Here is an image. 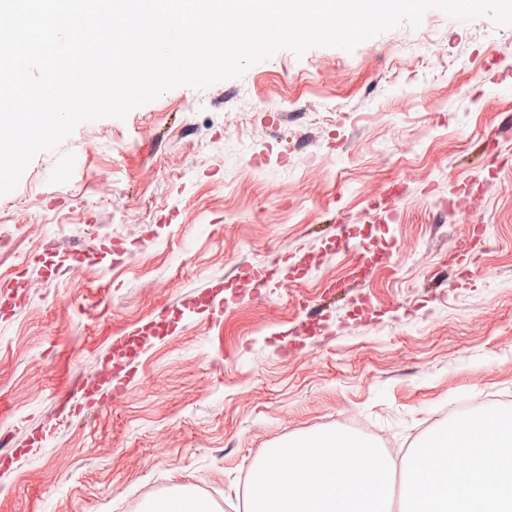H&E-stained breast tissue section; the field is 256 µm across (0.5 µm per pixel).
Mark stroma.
Returning a JSON list of instances; mask_svg holds the SVG:
<instances>
[{"label": "stroma", "instance_id": "35a3bbf8", "mask_svg": "<svg viewBox=\"0 0 512 512\" xmlns=\"http://www.w3.org/2000/svg\"><path fill=\"white\" fill-rule=\"evenodd\" d=\"M0 224V512H245L266 449L355 421L402 461L451 405L512 415L483 403L512 395V26L432 8L82 123ZM217 283L216 320L188 299ZM159 318L118 399L64 410ZM199 501L189 496H181L160 503L150 512H207Z\"/></svg>", "mask_w": 512, "mask_h": 512}]
</instances>
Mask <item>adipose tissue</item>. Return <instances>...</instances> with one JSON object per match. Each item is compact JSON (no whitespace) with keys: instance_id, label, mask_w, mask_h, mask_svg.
<instances>
[{"instance_id":"adipose-tissue-1","label":"adipose tissue","mask_w":512,"mask_h":512,"mask_svg":"<svg viewBox=\"0 0 512 512\" xmlns=\"http://www.w3.org/2000/svg\"><path fill=\"white\" fill-rule=\"evenodd\" d=\"M462 457L465 466L449 463ZM401 512H512V418L461 419L401 465Z\"/></svg>"}]
</instances>
